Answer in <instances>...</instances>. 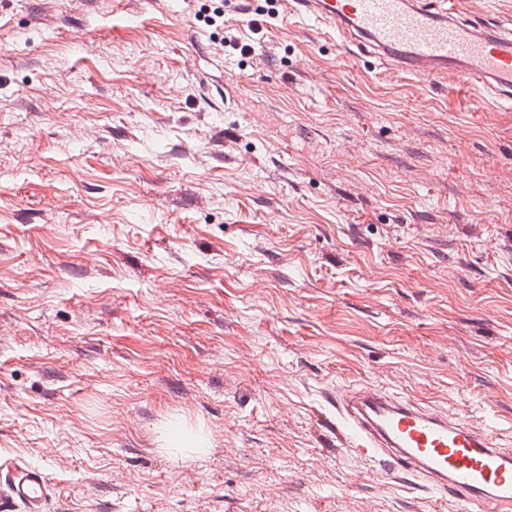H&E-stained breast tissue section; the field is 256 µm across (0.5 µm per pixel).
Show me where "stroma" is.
<instances>
[{
	"label": "stroma",
	"mask_w": 512,
	"mask_h": 512,
	"mask_svg": "<svg viewBox=\"0 0 512 512\" xmlns=\"http://www.w3.org/2000/svg\"><path fill=\"white\" fill-rule=\"evenodd\" d=\"M199 5L0 0V462L46 512H438L332 400L512 442V110ZM199 22H203L210 28L209 38L213 44L224 48L239 50L241 55H247L252 49L243 44L239 32L232 26L224 25V1L223 0H205L199 8L197 14ZM3 483L8 504L22 506L24 512H46L53 486L42 470L16 462L1 464V487Z\"/></svg>",
	"instance_id": "1"
}]
</instances>
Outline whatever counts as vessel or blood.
<instances>
[{
    "mask_svg": "<svg viewBox=\"0 0 512 512\" xmlns=\"http://www.w3.org/2000/svg\"><path fill=\"white\" fill-rule=\"evenodd\" d=\"M465 0H294L297 15L333 28L381 66L423 79L459 76L512 109V20L474 17ZM336 412L359 455L383 458L455 512H512V448L488 423L361 387L336 394ZM7 502L46 512L53 486L40 469L0 465Z\"/></svg>",
    "mask_w": 512,
    "mask_h": 512,
    "instance_id": "obj_1",
    "label": "vessel or blood"
}]
</instances>
